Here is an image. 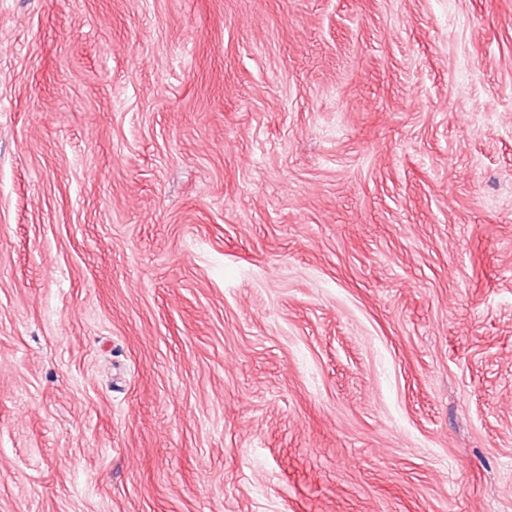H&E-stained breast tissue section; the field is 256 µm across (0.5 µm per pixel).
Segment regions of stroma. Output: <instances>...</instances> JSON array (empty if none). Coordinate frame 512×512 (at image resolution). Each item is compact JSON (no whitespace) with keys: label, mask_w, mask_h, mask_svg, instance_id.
Returning <instances> with one entry per match:
<instances>
[{"label":"stroma","mask_w":512,"mask_h":512,"mask_svg":"<svg viewBox=\"0 0 512 512\" xmlns=\"http://www.w3.org/2000/svg\"><path fill=\"white\" fill-rule=\"evenodd\" d=\"M0 512H512V0H0Z\"/></svg>","instance_id":"stroma-1"}]
</instances>
